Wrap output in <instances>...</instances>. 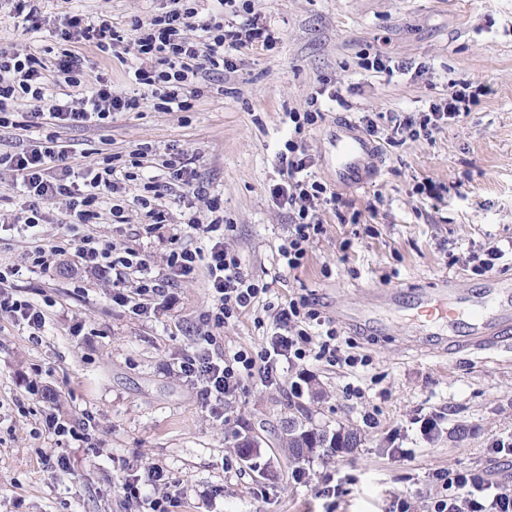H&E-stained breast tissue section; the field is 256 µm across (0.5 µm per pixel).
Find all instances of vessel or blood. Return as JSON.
<instances>
[{"mask_svg": "<svg viewBox=\"0 0 512 512\" xmlns=\"http://www.w3.org/2000/svg\"><path fill=\"white\" fill-rule=\"evenodd\" d=\"M376 144L350 119L334 123L325 138V164L338 186L364 187L378 168ZM447 307H431L430 295L420 298L430 323L447 324L448 348L486 350L512 339V283L489 278L487 288L469 295L455 278L443 282Z\"/></svg>", "mask_w": 512, "mask_h": 512, "instance_id": "1", "label": "vessel or blood"}]
</instances>
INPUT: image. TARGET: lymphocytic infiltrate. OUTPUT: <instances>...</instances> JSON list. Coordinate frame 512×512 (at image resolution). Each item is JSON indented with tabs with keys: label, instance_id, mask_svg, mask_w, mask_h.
<instances>
[{
	"label": "lymphocytic infiltrate",
	"instance_id": "1",
	"mask_svg": "<svg viewBox=\"0 0 512 512\" xmlns=\"http://www.w3.org/2000/svg\"><path fill=\"white\" fill-rule=\"evenodd\" d=\"M169 10L149 21H135L130 36H123L108 16L89 20L74 15L66 20L63 37L68 41L87 42L101 50L120 48L125 39H132L141 61L135 75L141 84L151 86L156 107L164 112H179L189 106L188 84L191 78L204 71L230 69L232 60L226 53L241 46L260 42L266 45L275 40L272 32L257 21L250 20L235 26L224 25L215 18L199 19L195 8L185 6L184 0H169ZM205 32L204 41L186 37L190 28ZM82 61L72 53L63 54L53 65H46L38 56L0 50V127L11 125L12 106L16 101H35L36 109L26 115L27 126L79 125L89 122L105 123L116 112L138 109L137 98L116 93L110 79L98 78L91 89H84ZM57 92L46 96L47 84ZM472 95L457 90L445 104L433 105L421 119L397 118L394 131L420 127L432 132L440 123L468 114ZM320 112H293L289 119L293 136L279 155L283 182L273 186L274 197L286 199L297 212L288 226V235L277 248V263L288 270L301 268L309 246L324 231L314 208L323 203L336 208L346 206L340 194L329 192L327 186L308 175L311 160L303 134L320 119ZM152 155L150 147L133 150L121 163L105 159L103 167L76 175L68 163V151L55 136L29 144L21 151L0 156V166L13 173L24 192L36 201L65 200L76 223L88 224L101 216L99 203L103 193H118L124 182L136 180ZM169 179L159 184L150 182L146 194L139 199L147 224L145 233L153 234L166 225V211L161 199L179 188H193L196 173L173 153L162 162ZM210 221L190 213L189 227L208 234L212 245L208 252L179 246L178 232H171L173 244L166 265L183 277L206 269L213 307L205 315L214 329L223 327L243 312L262 306L271 315L266 342L259 352L240 350L227 355L216 351L212 333L204 337L205 345L186 356L179 366L182 375L201 384L205 399L223 405L241 385L249 380L274 383L280 361L296 364L316 358L329 364L356 365L358 356L344 354L335 323L316 308L308 296L291 297L288 301L271 297L267 283L250 275L238 252L224 244V217L217 200L206 202ZM78 256L86 273L94 276L115 274L117 282L128 284V291L115 293V304L129 308L136 316L145 315L148 303L164 296L158 279L150 276L145 259L135 251L113 257L109 242L94 234H84L76 244ZM15 268L0 269V312L26 325L31 339H39L45 326L43 310L9 288ZM434 480L439 492L428 512H512V487L491 480L486 469L475 466L456 470H436ZM124 499L144 501L149 512H171L183 489L170 480L164 467L151 463L142 473L129 475L124 485Z\"/></svg>",
	"mask_w": 512,
	"mask_h": 512
}]
</instances>
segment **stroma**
Returning <instances> with one entry per match:
<instances>
[{
    "label": "stroma",
    "mask_w": 512,
    "mask_h": 512,
    "mask_svg": "<svg viewBox=\"0 0 512 512\" xmlns=\"http://www.w3.org/2000/svg\"><path fill=\"white\" fill-rule=\"evenodd\" d=\"M200 16L223 13L225 23L248 19L273 31L276 42L230 52L234 67L189 84L190 109L161 112L147 86L136 82L134 48L120 56L60 36L71 15L111 17L121 33L133 21L165 11L166 0H41L37 21L0 9V48L35 53L53 63L62 51L81 56L86 86L110 78L115 91L136 97L139 110L118 112L102 125L0 127V153L52 134L80 171L142 146L157 158L182 153L205 195L218 199L231 229L224 237L246 270L273 294L314 298L335 318L366 367L307 360L286 368L278 384L245 382L212 413L179 365L194 350L197 327L212 308L205 273L184 278L167 268V237L147 235L133 199L142 180L128 184L121 205L126 223L95 224L115 255L139 251L166 294L151 316L113 304L112 285L84 273L75 251L57 269L32 271L30 241L15 219L31 200L9 171L0 172V265L20 270L19 295L40 305L47 319L40 340L0 315V512H125L128 474L161 464L185 497L177 512H389L396 496L425 512L436 495L435 470L485 464L493 479L512 485V462L488 459L492 442L512 437V347L477 355L448 354L420 330L414 307L420 290L457 276L462 288L485 286L469 254L488 239L512 240V0H189ZM381 57L387 69H367ZM476 92L468 116L441 124L431 137L398 134L380 141L376 175L362 189L344 190L349 207L323 205L324 232L303 268L276 265L293 209L272 197L280 183L278 157L291 137L287 115L318 109L321 122L305 132L311 171L332 185L323 161L326 131L337 117L377 113L420 117L455 88ZM437 197L421 194L426 182ZM36 229L43 244L85 234L67 228L63 203L44 202ZM394 292L380 304L376 291ZM364 312L380 328L367 336L343 314ZM224 353L259 350L263 330L255 314L215 329ZM329 397L312 401L311 386ZM359 386L363 398L348 397ZM315 423L364 430L359 448L335 456L316 452L293 464L278 438L293 403ZM56 410L90 442L45 432ZM376 413L377 427L363 417ZM438 431L425 435L424 418ZM258 441L253 458H240L236 436ZM63 456L67 469L44 465ZM305 473L295 482L294 469ZM346 480L344 495L316 494L327 475Z\"/></svg>",
    "instance_id": "obj_1"
}]
</instances>
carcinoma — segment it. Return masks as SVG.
<instances>
[{
	"label": "carcinoma",
	"mask_w": 512,
	"mask_h": 512,
	"mask_svg": "<svg viewBox=\"0 0 512 512\" xmlns=\"http://www.w3.org/2000/svg\"><path fill=\"white\" fill-rule=\"evenodd\" d=\"M288 426L282 427L279 448L290 462H300L305 457L322 448L335 453L338 448L353 449L359 447L365 436L356 428L339 427L330 429L315 424L311 418L290 416L286 419Z\"/></svg>",
	"instance_id": "obj_1"
}]
</instances>
